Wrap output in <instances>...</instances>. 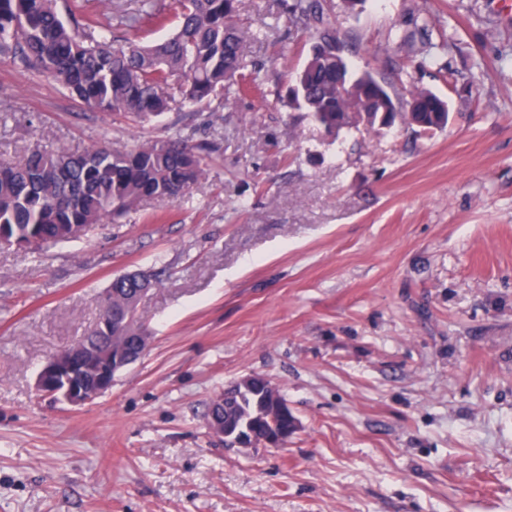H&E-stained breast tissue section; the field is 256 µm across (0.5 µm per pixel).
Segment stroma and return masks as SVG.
Here are the masks:
<instances>
[{
	"label": "stroma",
	"instance_id": "obj_1",
	"mask_svg": "<svg viewBox=\"0 0 512 512\" xmlns=\"http://www.w3.org/2000/svg\"><path fill=\"white\" fill-rule=\"evenodd\" d=\"M422 8L455 43L421 68L399 37ZM336 16L352 71L401 96L408 73L449 98L448 127L325 133L284 102L310 44L283 30L251 47L274 63L265 94L199 133L212 149L190 195L86 241L0 248V512H512V14L366 0ZM176 118L90 109L0 59V156L130 148ZM137 270L160 276L138 307L144 356L89 404L40 395L47 358ZM247 374L301 423L282 448L207 428Z\"/></svg>",
	"mask_w": 512,
	"mask_h": 512
}]
</instances>
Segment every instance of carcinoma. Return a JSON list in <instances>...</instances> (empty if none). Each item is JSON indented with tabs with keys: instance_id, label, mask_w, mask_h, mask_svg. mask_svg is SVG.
<instances>
[{
	"instance_id": "carcinoma-1",
	"label": "carcinoma",
	"mask_w": 512,
	"mask_h": 512,
	"mask_svg": "<svg viewBox=\"0 0 512 512\" xmlns=\"http://www.w3.org/2000/svg\"><path fill=\"white\" fill-rule=\"evenodd\" d=\"M178 24L166 39L115 47L112 28L91 17L76 18L69 0H0V58L60 82L78 100L101 112L145 121L175 110L167 135L127 149L102 143L87 151L36 150L16 162L0 161V243L35 252L47 243L83 240L107 219L116 220L142 201H177L204 177L201 147L194 143L197 113L218 111L246 89H260L268 75L253 60V39L238 22L239 0H176ZM288 31L305 34L316 47L292 77L288 105L328 134L364 125L380 132L395 124L423 133L445 129L449 100L415 84L401 99L370 71L354 74L343 56L346 39L336 26L333 0H286ZM136 33L165 28L170 17L161 0H140L124 14ZM433 60L452 42L432 41V24L421 17L401 36ZM152 276L137 272L112 280L99 316L112 321L113 336L141 354L135 335L142 326H122ZM97 323L83 336L89 352H103L106 336ZM252 397L217 394L207 420L250 417Z\"/></svg>"
}]
</instances>
